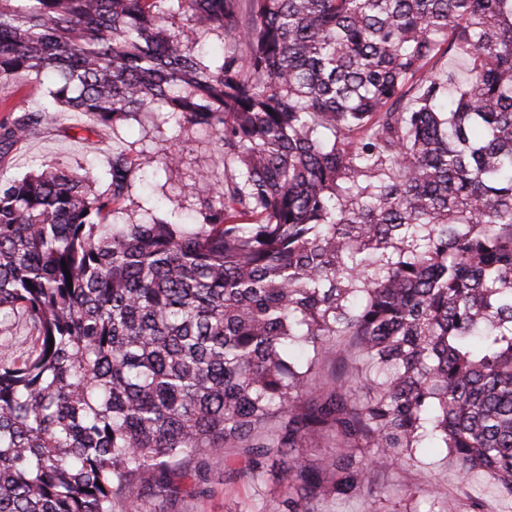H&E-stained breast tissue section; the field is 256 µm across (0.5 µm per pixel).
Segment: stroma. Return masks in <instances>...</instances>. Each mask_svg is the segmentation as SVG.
<instances>
[{"label": "stroma", "instance_id": "stroma-1", "mask_svg": "<svg viewBox=\"0 0 512 512\" xmlns=\"http://www.w3.org/2000/svg\"><path fill=\"white\" fill-rule=\"evenodd\" d=\"M178 141L182 160L173 172L155 171L150 183L134 181L129 198L123 204L124 220L148 219L155 194L167 197V209L180 218L195 214L197 196L209 195L224 167L217 161L213 134L202 127L183 128L176 117L161 120L151 113L139 115L115 128L102 127L80 112L49 114L41 126L0 156V174L20 178L41 162H60L104 171L113 149L130 155L157 153ZM196 183L197 195L184 187ZM211 495H190L176 505L174 512H258L262 505L287 497L288 491L275 482L260 488L248 483L225 482L224 471L241 466L234 449H220L206 458ZM484 501V512H512V501L498 497L486 481L475 478L460 481L456 467L443 448H417L412 460L387 469H374L360 495L343 499H316L313 512H366L375 505L378 512H426L432 499L454 503L456 512H471V497Z\"/></svg>", "mask_w": 512, "mask_h": 512}]
</instances>
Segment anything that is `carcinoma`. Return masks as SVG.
Wrapping results in <instances>:
<instances>
[{
  "label": "carcinoma",
  "mask_w": 512,
  "mask_h": 512,
  "mask_svg": "<svg viewBox=\"0 0 512 512\" xmlns=\"http://www.w3.org/2000/svg\"><path fill=\"white\" fill-rule=\"evenodd\" d=\"M31 75L1 155L158 112L224 175L191 224L117 221L176 142L0 178V325L37 332L0 353V512H168L215 448L311 512L427 439L512 499V0H0V84ZM338 342L363 368L320 392Z\"/></svg>",
  "instance_id": "carcinoma-1"
}]
</instances>
